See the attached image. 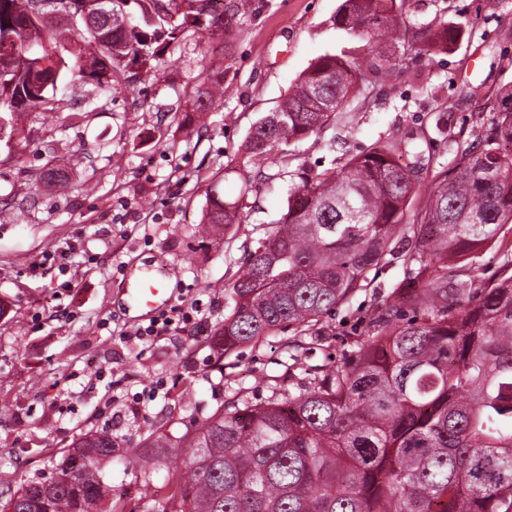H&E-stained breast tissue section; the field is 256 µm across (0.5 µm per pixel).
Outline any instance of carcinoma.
<instances>
[{"mask_svg": "<svg viewBox=\"0 0 512 512\" xmlns=\"http://www.w3.org/2000/svg\"><path fill=\"white\" fill-rule=\"evenodd\" d=\"M43 0H0V141L21 131L30 75L45 90L35 108L63 125L81 118L64 79L76 72L103 94L106 73L147 76L151 61L188 29L234 35L242 0L218 12L211 0H118V17L27 25ZM395 0H343L333 26L365 53L317 57L288 95L261 117L241 146L265 157L329 125L343 111L353 76H386L401 63L395 42L448 44V24L414 27ZM47 61L44 69L36 63ZM214 75L193 103L206 112L220 95ZM512 109L496 113L485 141L460 155L451 175L431 177L415 209L419 171L400 155L411 146L378 141L341 168L291 175L287 205L247 254L230 288L232 306L210 339L228 354L280 330L297 335L323 319L391 245H406V272L354 356L313 378L303 392L251 405L231 400L193 432L152 435L128 456L143 470L137 501L152 512H512V275L484 280L465 261L512 237ZM72 160H56L39 181L62 189ZM247 197L207 193L202 223L243 224ZM112 432L90 430L51 456L53 487L23 482L0 512H112L116 496L101 470ZM180 461L161 482L146 467Z\"/></svg>", "mask_w": 512, "mask_h": 512, "instance_id": "carcinoma-1", "label": "carcinoma"}]
</instances>
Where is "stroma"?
<instances>
[{
	"label": "stroma",
	"instance_id": "1",
	"mask_svg": "<svg viewBox=\"0 0 512 512\" xmlns=\"http://www.w3.org/2000/svg\"><path fill=\"white\" fill-rule=\"evenodd\" d=\"M342 0H249L230 44L184 32L152 62L122 75L112 96L70 77L82 120L62 127L35 111L19 138L0 142V501L21 481L46 482L51 455L89 429L118 443L102 471L135 495L126 450L163 432L197 428L230 400L260 404L273 389L297 394L322 369L350 359L378 308L403 279L402 244L328 319L329 333L288 345L292 330L223 355L209 339L228 313L244 256L266 237L288 198V175L341 168L377 140L414 137L429 173L452 172L481 143L493 116L512 108V0H403L407 22L447 21L456 37L430 54L400 44V66L360 83L322 132L289 144L287 157L244 160L253 124L282 100L312 60L348 47L333 26ZM224 97L206 115L192 104L209 75ZM77 158L67 191L38 187L50 152ZM250 185L247 223L217 233L201 221L207 192ZM172 305L193 324L136 337L148 316L123 292L155 257Z\"/></svg>",
	"mask_w": 512,
	"mask_h": 512
}]
</instances>
